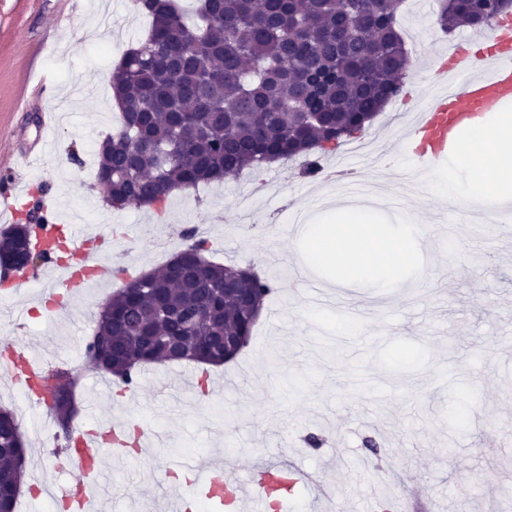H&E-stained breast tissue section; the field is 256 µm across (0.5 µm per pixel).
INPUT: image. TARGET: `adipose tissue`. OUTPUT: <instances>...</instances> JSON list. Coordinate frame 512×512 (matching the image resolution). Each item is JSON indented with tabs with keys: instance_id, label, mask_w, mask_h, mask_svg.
<instances>
[{
	"instance_id": "adipose-tissue-1",
	"label": "adipose tissue",
	"mask_w": 512,
	"mask_h": 512,
	"mask_svg": "<svg viewBox=\"0 0 512 512\" xmlns=\"http://www.w3.org/2000/svg\"><path fill=\"white\" fill-rule=\"evenodd\" d=\"M433 192L467 207H512V109L503 108L494 122L478 121L467 129ZM371 222L364 205L342 208L341 221L333 227L308 222L304 232L314 241L313 259L336 265L350 278L375 268L396 276L412 262L407 241L397 232L379 234Z\"/></svg>"
}]
</instances>
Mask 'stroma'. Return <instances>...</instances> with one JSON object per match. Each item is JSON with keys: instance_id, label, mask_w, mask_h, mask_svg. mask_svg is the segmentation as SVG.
<instances>
[{"instance_id": "1", "label": "stroma", "mask_w": 512, "mask_h": 512, "mask_svg": "<svg viewBox=\"0 0 512 512\" xmlns=\"http://www.w3.org/2000/svg\"><path fill=\"white\" fill-rule=\"evenodd\" d=\"M436 3L407 0L397 17L412 60L405 87L430 97L437 57L448 49ZM149 26L131 0H0V178L47 188L65 215H79L90 253L108 266L132 274L160 269L185 247L183 231L203 225L208 260L258 266L274 276L275 290L237 359L206 371L216 382L208 394L191 385L199 366L166 363L150 371L180 387L179 396L147 383L118 397L111 377L87 365L84 346L124 278L108 273L74 289L71 317L41 311L42 283L13 282L16 297L0 302V343L79 370L77 424L135 423L162 435L133 459L116 462L104 452L101 486L111 500L100 512L145 505L164 512L176 489L173 459L228 456L244 474L253 462L289 458L309 474L288 501L276 502V512H310L324 479L335 482L348 512L395 498L404 512H500L502 501H512V238L477 251L463 226L456 251L438 249L448 206L428 187L440 168L417 167L403 150L409 124L392 103L364 134L377 155L390 157L391 170L366 156L360 166L366 179L396 191L418 179L419 191L377 212L407 228L422 225L425 235L418 268L389 287L364 276L308 310L309 288L329 286L334 271L313 264L289 226L296 215L328 212L336 185L299 176L294 160L265 167L259 187L245 172L170 196L159 209L110 208L95 184L94 150L118 127L112 71ZM50 110L64 115L54 149L32 167L18 165ZM348 304L367 319L361 336L386 329L390 339L380 347L344 344ZM0 407L13 411L31 451L20 512H46V487L74 481L56 465L66 442L46 426L45 408L32 407L18 387L0 381ZM311 434L322 437L320 447L307 445ZM368 438L378 455L366 450Z\"/></svg>"}]
</instances>
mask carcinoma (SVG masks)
Listing matches in <instances>:
<instances>
[{
  "mask_svg": "<svg viewBox=\"0 0 512 512\" xmlns=\"http://www.w3.org/2000/svg\"><path fill=\"white\" fill-rule=\"evenodd\" d=\"M148 35L123 55L112 78L121 128L97 144L96 182L112 174L115 210L157 206L181 186L195 188L278 160H320L362 133L403 90L411 66L397 14L380 0L366 24L365 0H197L194 21L178 0H142ZM441 32L483 30L497 0H439ZM29 224L0 231L9 249ZM183 260L130 279L100 309L85 346L87 363L129 385L149 365L220 366L224 338L249 340L252 310L274 292L265 276L245 280L246 299L224 298V275L239 265L204 258L208 240L185 231ZM214 305L209 320L195 314ZM51 412L66 440L78 416L76 370L51 375ZM25 447L15 414L0 409V512H15Z\"/></svg>",
  "mask_w": 512,
  "mask_h": 512,
  "instance_id": "cac0c4a2",
  "label": "carcinoma"
}]
</instances>
